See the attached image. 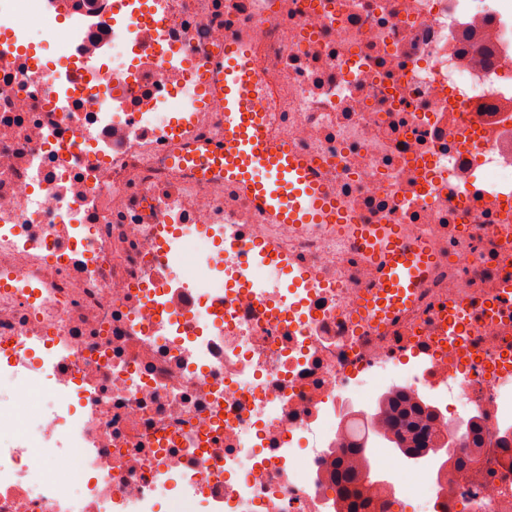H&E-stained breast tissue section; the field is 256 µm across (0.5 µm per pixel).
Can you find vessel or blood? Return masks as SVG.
Segmentation results:
<instances>
[{
	"label": "vessel or blood",
	"mask_w": 512,
	"mask_h": 512,
	"mask_svg": "<svg viewBox=\"0 0 512 512\" xmlns=\"http://www.w3.org/2000/svg\"><path fill=\"white\" fill-rule=\"evenodd\" d=\"M208 83L224 105V142L188 146L178 153L181 164L202 178L223 176L276 223L345 226L364 258L378 268L375 284L361 297L362 323L395 318L430 272L435 260L430 248L407 241L398 224L352 223L310 163L287 142L272 139L264 85L246 38L225 40Z\"/></svg>",
	"instance_id": "obj_1"
}]
</instances>
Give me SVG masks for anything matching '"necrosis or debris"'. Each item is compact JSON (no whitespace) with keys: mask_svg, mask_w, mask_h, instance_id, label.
I'll return each mask as SVG.
<instances>
[{"mask_svg":"<svg viewBox=\"0 0 512 512\" xmlns=\"http://www.w3.org/2000/svg\"><path fill=\"white\" fill-rule=\"evenodd\" d=\"M242 35L273 137L435 253L399 323L359 321L376 270L335 225L262 221L174 156L223 135L201 84ZM510 89L512 0H0V376L48 394L27 436L0 407V512H332L333 449L396 387L484 443L388 494L512 512Z\"/></svg>","mask_w":512,"mask_h":512,"instance_id":"necrosis-or-debris-1","label":"necrosis or debris"}]
</instances>
